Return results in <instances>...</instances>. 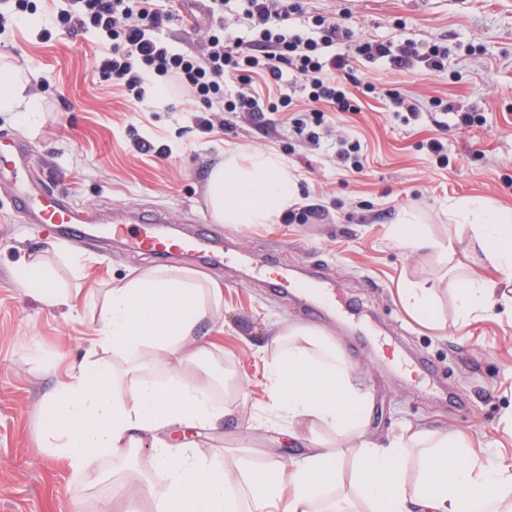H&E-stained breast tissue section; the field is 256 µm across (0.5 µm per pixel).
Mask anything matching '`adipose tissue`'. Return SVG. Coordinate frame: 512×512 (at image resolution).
I'll use <instances>...</instances> for the list:
<instances>
[{
	"mask_svg": "<svg viewBox=\"0 0 512 512\" xmlns=\"http://www.w3.org/2000/svg\"><path fill=\"white\" fill-rule=\"evenodd\" d=\"M30 84L28 72L0 62V112L32 126L39 112ZM205 193L224 224H267L296 201L288 165L274 153L246 165L229 158L211 171ZM448 210L455 224L447 242L426 236L409 213L393 235L410 252L429 250L445 261L463 251L471 268L455 281L457 300L464 318L477 319L512 297V209L469 199ZM15 276L42 304L71 308L44 254L20 263ZM222 303L220 288L175 266L143 270L93 297L101 332L85 361L44 398L38 421L45 450L65 458L82 486L104 480L106 461L145 444L151 467L128 481L152 512H354L358 498L366 512H512V460L478 470L464 444L445 434L370 440V401L354 368L321 331L304 326L272 337L270 409L292 439H304L316 422L349 441L356 450L351 481L343 479L339 449L319 442L302 461L257 466L172 446L170 437L215 431L230 413L216 398L224 367L194 338Z\"/></svg>",
	"mask_w": 512,
	"mask_h": 512,
	"instance_id": "adipose-tissue-1",
	"label": "adipose tissue"
}]
</instances>
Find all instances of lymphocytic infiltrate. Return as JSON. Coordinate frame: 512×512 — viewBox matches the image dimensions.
I'll return each mask as SVG.
<instances>
[{"label": "lymphocytic infiltrate", "mask_w": 512, "mask_h": 512, "mask_svg": "<svg viewBox=\"0 0 512 512\" xmlns=\"http://www.w3.org/2000/svg\"><path fill=\"white\" fill-rule=\"evenodd\" d=\"M52 24L76 35L100 31L109 45L100 51L97 68L122 87L131 103L144 100L149 77L170 79L172 90H189L200 113L198 125L211 132V113L246 114L253 120L293 106L290 80L301 83L303 107L295 124L309 143L327 113L354 111L346 87L354 62L388 63L402 74L419 69L444 70L446 45L410 38H361L336 19L335 13L309 8L308 0H238L233 22H226L229 0H210L211 18L196 46L177 50L161 33L177 19L163 0H73ZM307 19L305 27L290 26L292 16Z\"/></svg>", "instance_id": "f902f5d3"}]
</instances>
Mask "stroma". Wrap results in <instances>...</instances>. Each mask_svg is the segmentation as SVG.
Wrapping results in <instances>:
<instances>
[{
  "label": "stroma",
  "mask_w": 512,
  "mask_h": 512,
  "mask_svg": "<svg viewBox=\"0 0 512 512\" xmlns=\"http://www.w3.org/2000/svg\"><path fill=\"white\" fill-rule=\"evenodd\" d=\"M325 11L349 7L357 36H399L448 44L447 70L400 74L382 64L359 65L357 111L328 115L318 144L298 134L289 112L270 114L264 125L236 118L202 133L195 112L179 107L158 112L126 102L95 66L102 48L94 33L71 36L13 24L0 32V58L32 72L40 100L38 125L0 112V138L30 146L25 178L95 215L123 208L164 212L184 227L214 224L205 186L213 167L229 153L247 160L275 153L288 162L297 200L291 224H214L238 249L257 258L274 256L263 274L248 277L197 267L191 275L218 285L223 306L197 335L223 361L228 385L223 401L234 410L221 427L198 436L203 455L235 456L245 448L253 464L297 461L306 445L291 440L269 409L268 366L273 330L304 324L291 296L273 289L285 272L322 267L332 282L336 313L319 322L355 366L368 393L370 432L383 439L408 428L454 432L471 456L491 465L512 458V310L493 306L483 317L463 321L453 277L435 253H410L392 238V226L414 212L430 237L447 240L449 201L481 197L512 207V0H317ZM405 27L396 30L395 20ZM371 83L376 93L366 94ZM401 89L422 102L417 121L403 123L383 92ZM455 110L479 113L471 127L439 131L430 115L433 99ZM445 137L449 162L440 164L426 144ZM360 142L364 169L355 173L336 153L340 138ZM151 142L140 154L135 143ZM320 209L319 219L300 214ZM60 252L51 261L75 308L62 317L26 295L15 267L48 242ZM85 260L81 278L71 258ZM152 257L78 239H57L46 226L25 223L0 184V512H126L118 482L104 481L76 495L67 462L42 446L38 411L66 373L85 360L100 333L92 296L132 271L155 266ZM413 284L431 291L433 309L423 315L404 304L401 290ZM56 362L47 370L44 358Z\"/></svg>",
  "instance_id": "35a3bbf8"
}]
</instances>
